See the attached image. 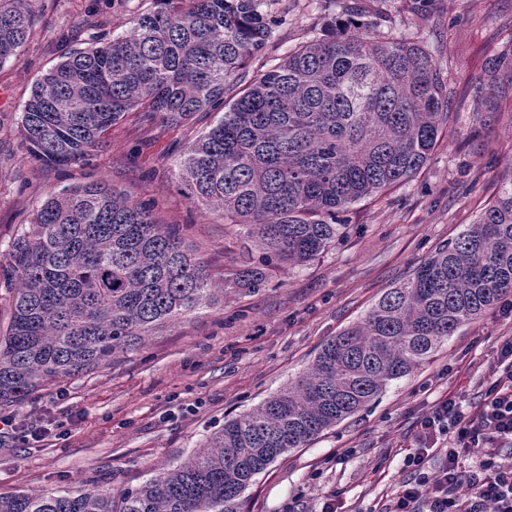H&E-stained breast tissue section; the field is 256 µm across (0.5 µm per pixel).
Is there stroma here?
<instances>
[{
    "label": "stroma",
    "instance_id": "stroma-1",
    "mask_svg": "<svg viewBox=\"0 0 512 512\" xmlns=\"http://www.w3.org/2000/svg\"><path fill=\"white\" fill-rule=\"evenodd\" d=\"M381 30L424 46L441 70L452 118L427 164L406 184L340 214L345 233L309 263L268 266L263 288L223 300L156 332L139 351L64 379L0 418L45 427L37 441L0 438V494L49 493L78 485L119 494L189 458L225 420L249 412L293 382L322 346L360 321L442 244L473 223L512 179V97L496 113L471 95L487 58L512 44V0H360ZM154 0H27L35 16L17 57L0 63V264L44 201L63 188L103 181L145 204L160 224H179L215 283L256 259L251 241L214 209L180 191L185 149L223 110L179 125L132 111L85 161L62 170L32 163L21 134L35 82L62 54L129 36ZM330 0H280L281 20L247 79L320 36ZM512 336V316L491 308L462 325L434 355L392 381L367 408L307 447L281 455L244 492L240 512H381L412 476L404 458L440 396H483L492 352Z\"/></svg>",
    "mask_w": 512,
    "mask_h": 512
}]
</instances>
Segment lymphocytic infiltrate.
Listing matches in <instances>:
<instances>
[{
  "label": "lymphocytic infiltrate",
  "instance_id": "lymphocytic-infiltrate-1",
  "mask_svg": "<svg viewBox=\"0 0 512 512\" xmlns=\"http://www.w3.org/2000/svg\"><path fill=\"white\" fill-rule=\"evenodd\" d=\"M445 440L446 464L429 471L436 440ZM512 447V339H503L488 367L481 403L469 409L456 393L435 403L422 421L406 465L415 474L386 512H512V464L501 449ZM480 454L461 468V453Z\"/></svg>",
  "mask_w": 512,
  "mask_h": 512
}]
</instances>
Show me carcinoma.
<instances>
[{
  "mask_svg": "<svg viewBox=\"0 0 512 512\" xmlns=\"http://www.w3.org/2000/svg\"><path fill=\"white\" fill-rule=\"evenodd\" d=\"M24 0H0V62L32 26ZM132 33L74 51L34 85L22 135L46 167L82 161L125 113L181 124L224 108L184 152L177 178L194 207L243 226L258 261L217 287L176 224L93 181L47 199L15 237L0 281L13 290L0 334V405L113 363L167 324L224 296L254 291L266 266H300L344 233L336 215L405 184L449 122L448 92L431 54L379 23H324L230 100L241 71L280 24L276 0H157ZM512 90V45L491 56L475 97L499 110ZM512 297V182L413 276L328 341L308 370L212 431L192 458L117 496L80 487L0 495V512H240L242 494L282 454L375 401L486 310Z\"/></svg>",
  "mask_w": 512,
  "mask_h": 512,
  "instance_id": "cac0c4a2",
  "label": "carcinoma"
}]
</instances>
